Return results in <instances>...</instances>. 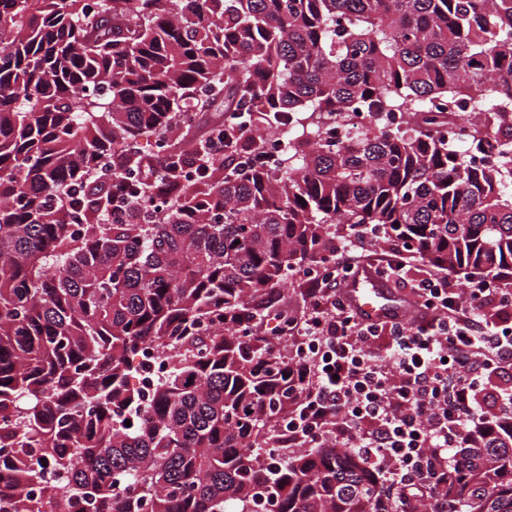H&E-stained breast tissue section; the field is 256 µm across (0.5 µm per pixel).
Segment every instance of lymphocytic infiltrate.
Returning <instances> with one entry per match:
<instances>
[{
	"label": "lymphocytic infiltrate",
	"mask_w": 512,
	"mask_h": 512,
	"mask_svg": "<svg viewBox=\"0 0 512 512\" xmlns=\"http://www.w3.org/2000/svg\"><path fill=\"white\" fill-rule=\"evenodd\" d=\"M372 239L358 232L302 275L308 306L292 322L298 398L283 423L288 445L355 448L397 512L421 502L448 512L451 449L490 411L512 413V384L490 383L512 362V290L474 281L462 295L444 268L407 279L413 250L390 241L376 252ZM361 272L409 280L412 320L370 321L355 310L340 285ZM381 336L380 353L372 342Z\"/></svg>",
	"instance_id": "f902f5d3"
}]
</instances>
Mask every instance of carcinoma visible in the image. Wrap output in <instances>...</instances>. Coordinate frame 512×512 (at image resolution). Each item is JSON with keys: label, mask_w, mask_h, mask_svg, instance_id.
I'll return each instance as SVG.
<instances>
[{"label": "carcinoma", "mask_w": 512, "mask_h": 512, "mask_svg": "<svg viewBox=\"0 0 512 512\" xmlns=\"http://www.w3.org/2000/svg\"><path fill=\"white\" fill-rule=\"evenodd\" d=\"M236 150L128 190L108 156L189 95ZM472 104L467 151L444 129ZM369 121L340 139V114ZM399 112L384 128L380 115ZM288 124L278 173L242 159ZM512 0H0V512H388L348 448H290L295 390L238 330L334 238L377 224L468 281L512 279ZM167 203L155 222L147 202ZM167 355L146 396L142 344ZM131 425H125V421ZM459 512H512V416L471 436Z\"/></svg>", "instance_id": "1"}]
</instances>
